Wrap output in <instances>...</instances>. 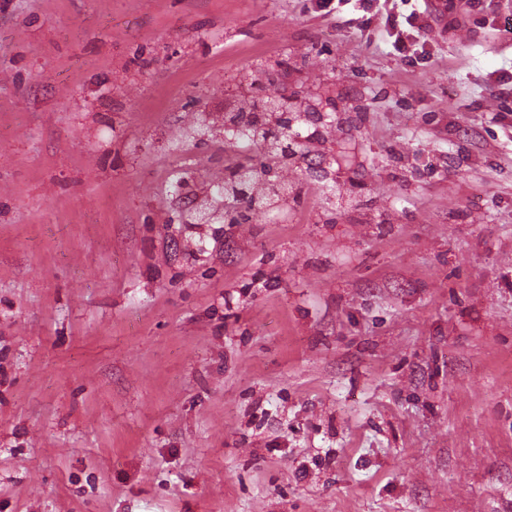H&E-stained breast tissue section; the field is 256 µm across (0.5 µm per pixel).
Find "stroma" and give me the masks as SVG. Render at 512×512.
I'll list each match as a JSON object with an SVG mask.
<instances>
[{
    "label": "stroma",
    "mask_w": 512,
    "mask_h": 512,
    "mask_svg": "<svg viewBox=\"0 0 512 512\" xmlns=\"http://www.w3.org/2000/svg\"><path fill=\"white\" fill-rule=\"evenodd\" d=\"M418 8L0 0V512H512V0ZM397 0H336L337 6L332 7L335 3L334 0H316V5L321 10L328 12L339 8L341 5H353L356 10H368L373 3L377 5V11L385 14V25L388 28L387 32L389 37L393 39L392 47L399 53L407 56L406 53L410 51L417 52L421 49V53H426L425 41H420V28L419 24L420 14L417 8L406 14L401 11L395 10ZM382 2V3H381ZM391 5V7H390ZM419 47V48H416ZM290 105L288 97L280 96L278 100L261 98L253 103L248 111L239 112L236 117L231 119V126L225 130L230 135V140L240 144L243 138L253 142L256 136H260L271 151L278 156L279 152L283 158L288 155V150L283 147L284 141L288 139L283 128L286 125H280L276 128L272 125L271 117L277 112H289ZM248 112V113H244ZM245 170L249 169H237L233 171L234 174V186L231 189L233 193L236 195H246V189L249 187V185L252 183L255 188L259 184H267L268 179L266 178L268 172L263 169L261 172H254V171H247Z\"/></svg>",
    "instance_id": "35a3bbf8"
}]
</instances>
